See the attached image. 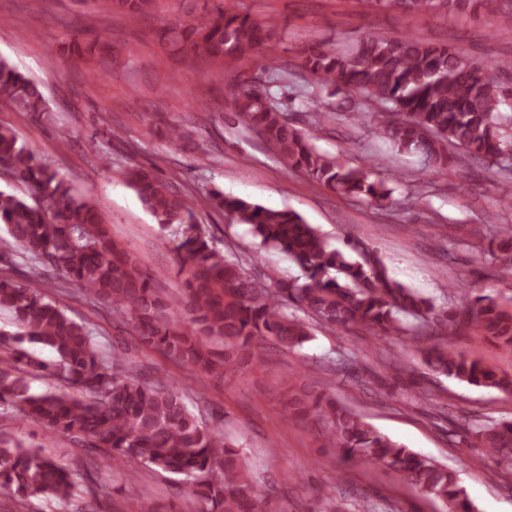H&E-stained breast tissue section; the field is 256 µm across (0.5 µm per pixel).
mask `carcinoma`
<instances>
[{"label":"carcinoma","mask_w":512,"mask_h":512,"mask_svg":"<svg viewBox=\"0 0 512 512\" xmlns=\"http://www.w3.org/2000/svg\"><path fill=\"white\" fill-rule=\"evenodd\" d=\"M370 9L402 8L433 16L442 11L473 17L512 14V0H359ZM154 0H87L86 18L117 10L131 19L150 14ZM277 22L258 20L216 4L188 26L165 29L174 53L204 59L234 73L229 96L246 126L273 143L283 163L310 181L374 209L389 206L391 189L382 178L347 166L322 152L316 132L331 118L313 115L311 129L292 125L271 88L256 93L240 64L275 49ZM64 49L83 59L102 51L128 52L100 39L86 41L75 29ZM302 66L333 92H352L383 106L371 122L400 150L423 157L425 169L448 168V148L457 147L491 164L512 155V117L500 106L512 102V86L500 73L511 60L477 62L446 43L406 36L363 35L349 48L308 46ZM0 103L15 112L45 116L50 109L39 85L0 58ZM0 168L24 185L34 202L0 191V224L12 247L0 261H22L60 275L92 302L131 325L138 344L190 372L218 378L245 362L243 354L263 342L293 350L311 339L310 324L288 313L295 306L323 326L373 335L409 332L403 318L458 330L472 324L480 336L512 350V305L490 295L466 307L438 309L418 291L389 277L386 268L358 252L336 249L292 210H273L213 189L212 205L239 224L251 225L263 246L280 251L303 271L304 280L275 272L267 282L252 278L239 259L217 250L208 229L196 219L187 197L146 167L126 172L156 224L175 227L172 253L183 276L177 296L157 288L155 276L112 239L101 206L78 195L70 182L37 157L12 129L0 127ZM481 259L512 262V229L490 237ZM42 280L0 277V311L12 314L18 332L0 333V405L16 408L51 435H64L91 448H107L120 467L136 461L188 481L198 512H275L246 466L247 444L221 435L191 412L183 389L135 369L121 352H108L84 322L47 300ZM48 347L46 362L21 347L23 341ZM428 368L471 386L512 395V377L500 376L480 359L446 347L419 348ZM52 378L68 391L33 392L34 378ZM291 416L312 421L328 446L346 459L399 472L409 485L448 503L450 512H473L457 475L381 433L316 386L289 385L283 402ZM479 446L512 468V422L477 428ZM76 482L61 463L40 448H29L0 431V491L20 497L66 500Z\"/></svg>","instance_id":"obj_1"}]
</instances>
